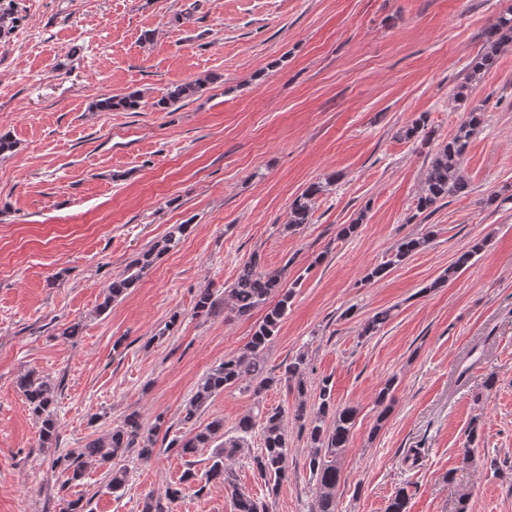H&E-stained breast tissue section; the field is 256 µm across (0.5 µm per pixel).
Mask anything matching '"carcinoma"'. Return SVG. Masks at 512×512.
<instances>
[{"instance_id":"carcinoma-1","label":"carcinoma","mask_w":512,"mask_h":512,"mask_svg":"<svg viewBox=\"0 0 512 512\" xmlns=\"http://www.w3.org/2000/svg\"><path fill=\"white\" fill-rule=\"evenodd\" d=\"M21 21L15 0H0V37L10 35ZM512 44V9L500 14L483 32V47L468 63V79L476 80L491 71L501 50ZM199 81L175 84L168 88L152 107L168 112L177 104L195 96L202 89ZM143 106V96L137 91L116 95H104L92 103L98 112H136ZM482 122L481 113L471 111L462 120L455 133L436 145L426 168L422 186L416 199V211L427 216L434 213L451 196L466 193L468 182L462 173V162L468 147ZM399 136L406 139H420L427 146L433 141V131L415 122L404 127ZM336 183L332 174L323 181L309 184L292 201L289 207L288 224L285 229L298 233L311 222L315 199ZM188 224H176L168 235L152 248L145 251L134 266L137 271L112 280L107 288L102 310H107L113 301L122 297L134 287L141 272L149 267L162 253L176 247L189 230ZM430 236L423 234L405 237L395 246L390 258L371 268L366 279L371 281L383 277L390 267L398 265L409 256L426 248ZM486 241L475 242L469 250L461 253L448 268V275L455 274L477 255ZM294 297V289L284 286L282 273L259 269V259L252 257L244 262L233 285L224 291V309L235 317L251 315L256 310L264 311L262 321L254 330L250 340L237 355L224 359L211 367L198 381L192 397L182 408L183 422L192 421L199 411L216 395L226 389L243 388L259 396L278 384H284L296 394L292 412L293 420L305 432L311 445L307 465L315 480L314 500L311 512H337V487L341 481V462L349 448L352 429L355 426L357 410L351 406L336 403L333 384L324 378L314 400H309L306 378L307 356L300 352L281 365L280 372L267 367L263 353L277 336L280 325L287 315ZM391 318V311L381 310L373 314L362 326L361 335L371 336L383 328ZM18 390L24 396L31 416L39 424V440L43 447L56 439L57 425L55 411L57 393L61 383L30 370L16 380ZM394 382L386 383L378 395L382 406L373 431L383 426L394 403ZM156 424L144 430L141 416L133 411L127 414L121 425L112 429L106 437L87 440L82 447L72 448L54 460V467L65 476L63 486H73L82 481L92 465L110 464L112 460L136 454L142 461H149L156 451ZM260 435L262 448L253 456V464L265 484L276 491L279 482L288 472V437L285 432L282 411H250L242 416L232 430L224 431V421L214 420L192 436L171 439L167 448H174L181 456L194 453L199 448L212 449L210 465L205 471V484L222 485L230 490L233 512H268V505L249 494L240 491L235 483L232 461L240 455L255 435ZM127 481V470H109L108 489L116 493ZM196 481V474L188 469L179 482L166 487L162 496H147L142 512H169L170 505L181 497L183 486Z\"/></svg>"}]
</instances>
